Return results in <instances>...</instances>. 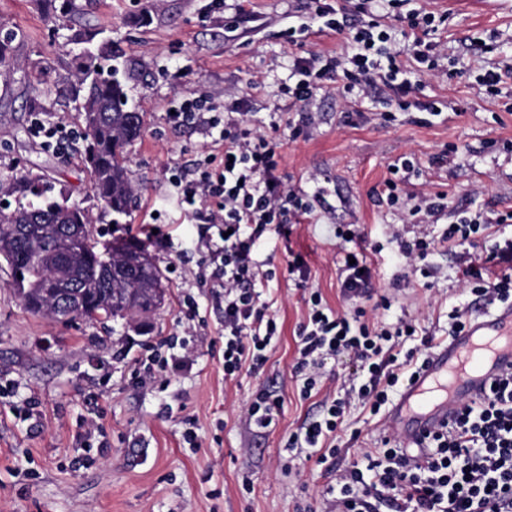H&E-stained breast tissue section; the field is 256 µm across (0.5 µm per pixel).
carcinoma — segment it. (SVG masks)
I'll list each match as a JSON object with an SVG mask.
<instances>
[{"label":"carcinoma","mask_w":512,"mask_h":512,"mask_svg":"<svg viewBox=\"0 0 512 512\" xmlns=\"http://www.w3.org/2000/svg\"><path fill=\"white\" fill-rule=\"evenodd\" d=\"M14 37L12 31L0 36V77L6 81L14 74ZM95 59L91 52L84 54L77 69L84 159L93 197L109 212L124 215L134 191L122 153L143 135L144 120L123 102L125 86L102 76ZM0 193L18 198L14 209L0 210V258L21 269L14 285L30 312L68 316L47 288L50 268L33 261V256L41 254L59 258L74 272L92 305L82 314L84 318L92 319L98 311L124 319L135 312L150 313L162 303L163 277L145 243L126 239L116 242L110 252H98L85 232L88 213L55 196L51 185L39 176L0 182Z\"/></svg>","instance_id":"cac0c4a2"}]
</instances>
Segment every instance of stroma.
<instances>
[{"label": "stroma", "mask_w": 512, "mask_h": 512, "mask_svg": "<svg viewBox=\"0 0 512 512\" xmlns=\"http://www.w3.org/2000/svg\"><path fill=\"white\" fill-rule=\"evenodd\" d=\"M74 3L75 11L54 27L44 0H0V25L19 34L13 44L19 72L0 83V181L30 171L44 175L69 203L89 211V229L102 242L131 238L132 226L143 222L158 225L170 240L150 250L166 294L146 334L127 319L63 322L29 313L0 262V512H328L332 476L285 443L318 413L321 399L350 389L353 362L327 360L318 395L301 398L292 364L306 306L287 264L292 254L302 255L310 286L331 308L352 312L340 295L334 231L356 224L384 245L368 256L375 296L391 300L390 309L376 310L377 320H414L443 343L452 309L491 314L461 282L452 251L429 255L437 269L432 287L419 278L396 286L404 268L386 233L394 224L410 241L418 228L377 194L389 164L411 157L424 169L405 193L447 196L444 214L427 227L431 236L481 217L493 221L494 239L512 238V222L495 221L512 212V152L503 149L512 142V81L494 95L479 84L485 70L512 61V0H411V8L446 18L418 89L420 99L438 102L441 116L428 121L399 111L380 82L358 100L331 83L309 106L315 122L307 135L293 140L280 129V173L307 190L325 187L332 209L261 243L260 259L277 269L266 298L282 333L260 373L244 369L231 378L224 375L221 314L200 281L197 226L178 206L165 174L201 159L203 137L172 127L166 112L193 93L221 106L239 100L249 127L269 133L271 113L288 109L282 89L293 58L339 52L343 39L332 32L289 36V27L300 23V0ZM78 30L92 34L90 49L111 42L113 56L99 59L100 69L117 70L129 109L144 117L143 136L123 153L134 203L122 216L93 198L82 142L68 134L82 126L73 94L80 48L68 42ZM38 85L44 94H35ZM49 128L54 137L46 136ZM441 154L446 164L428 168ZM187 295L199 304L198 323L181 311ZM189 334L192 366L162 372L141 364L145 345ZM263 387L282 398L283 408L277 426L260 436L243 413ZM92 423L98 433L83 443ZM387 426L385 413L371 414L352 399L336 440L344 463L380 447ZM189 429L191 444L184 439Z\"/></svg>", "instance_id": "1"}]
</instances>
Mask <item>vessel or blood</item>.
<instances>
[{
    "instance_id": "obj_1",
    "label": "vessel or blood",
    "mask_w": 512,
    "mask_h": 512,
    "mask_svg": "<svg viewBox=\"0 0 512 512\" xmlns=\"http://www.w3.org/2000/svg\"><path fill=\"white\" fill-rule=\"evenodd\" d=\"M510 372L512 306L435 346L392 405L389 425L411 441L434 433L448 424L461 400L478 397L490 381Z\"/></svg>"
}]
</instances>
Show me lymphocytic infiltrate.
<instances>
[{
    "label": "lymphocytic infiltrate",
    "instance_id": "obj_1",
    "mask_svg": "<svg viewBox=\"0 0 512 512\" xmlns=\"http://www.w3.org/2000/svg\"><path fill=\"white\" fill-rule=\"evenodd\" d=\"M376 0H356L352 9L331 0H304L306 10L324 22L325 29L347 34L344 53L313 55L294 60V81L285 89L292 104L308 105L328 82L339 81L345 93L363 92L376 78H384L398 98L400 108H413L436 116L435 101L415 99V71L405 68L398 53L390 51L391 39L372 9ZM393 15H406L413 34L411 51L416 63H425L433 50L431 32L439 23L434 14L403 13L406 0H385ZM169 122L177 127H200L220 153H208L192 168L171 170L168 180L179 206L196 221L202 262L210 267L211 299L224 313V373L263 368L281 328L269 314L262 295L276 279L275 266L257 257L259 242L271 234L285 235L290 225L313 215L323 203V187L306 191L279 175L278 144L273 134L281 127L271 119L270 134L254 132L245 113L221 112L202 95L184 96ZM480 223L452 224L440 237L403 240L389 230L388 242L411 273L434 275L425 261L438 248H458L473 235L486 232ZM336 237L343 242L344 262L339 267L343 300L371 299L373 274L366 257L354 252L364 242L354 224H340ZM463 283L471 285L483 304H512V239L495 245L486 256L467 259L460 270ZM308 312L297 329V357L292 374L300 381L302 398L311 397L320 382L325 359L345 355L353 359L356 373L364 374L358 394L380 411L388 402V389L408 375L413 353L398 357L397 347L412 339L411 321L398 320L394 328L365 321L363 310L339 313L311 291ZM348 402L325 399L319 414L289 435L291 448H308L334 474L336 494L330 512H512V373L492 381L484 395L462 403L448 427L418 440L419 451L381 448L366 453L362 462L343 468L334 446L336 431ZM282 400L273 391L257 390L245 418L257 434L276 427Z\"/></svg>",
    "mask_w": 512,
    "mask_h": 512
}]
</instances>
